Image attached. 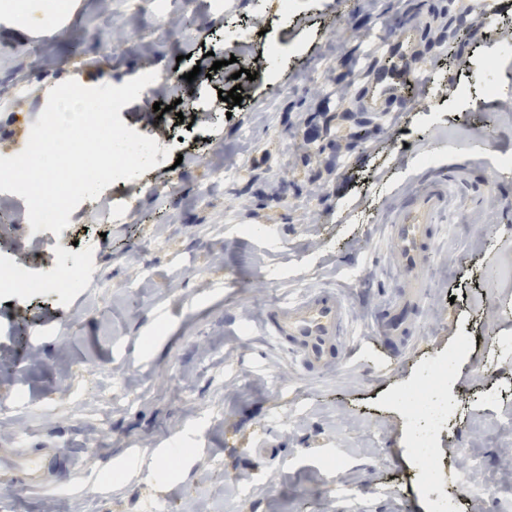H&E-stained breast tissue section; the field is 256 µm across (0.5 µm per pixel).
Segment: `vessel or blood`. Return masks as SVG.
Here are the masks:
<instances>
[{
  "instance_id": "vessel-or-blood-1",
  "label": "vessel or blood",
  "mask_w": 512,
  "mask_h": 512,
  "mask_svg": "<svg viewBox=\"0 0 512 512\" xmlns=\"http://www.w3.org/2000/svg\"><path fill=\"white\" fill-rule=\"evenodd\" d=\"M449 196L446 179L431 180L394 217L392 256L402 283L396 288L386 315L375 324L390 355H399L408 346L410 331L404 321L405 313L423 297L432 227L441 223L446 214ZM267 325L272 336L307 372L320 370L349 352L345 307L339 296L328 291L276 307L269 314Z\"/></svg>"
}]
</instances>
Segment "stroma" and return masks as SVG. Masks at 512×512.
Returning <instances> with one entry per match:
<instances>
[{
    "mask_svg": "<svg viewBox=\"0 0 512 512\" xmlns=\"http://www.w3.org/2000/svg\"><path fill=\"white\" fill-rule=\"evenodd\" d=\"M404 0H188L209 29L157 34L153 0H0V156L19 154L66 79L123 85L151 70L179 75L176 110L152 118L155 93L121 108L127 127L168 149L166 161L106 187L73 212L74 243L43 246L26 223L0 247L50 272L84 259L79 287L31 297L0 289V512H430L425 484L452 495L457 448L481 461L480 485L507 479L512 444V0H487L461 60L419 43L412 97L385 112L367 147L327 169L304 146L325 114L347 138V102L324 88L342 60L384 41ZM62 30L33 39L50 17ZM126 40L103 54L102 34ZM213 45L225 62L187 81L184 56ZM283 52L274 56L271 44ZM501 56L494 72L483 59ZM255 80L240 76V69ZM494 76L496 94L484 91ZM241 85V104L219 91ZM208 125L186 126L198 99ZM489 155L466 152L486 122ZM460 190L439 225L426 295L411 310L416 342L388 370L338 362L300 372L262 331L274 306L324 289L343 300L354 341H368L399 283L391 217L441 159ZM295 182L285 199L270 190ZM260 224L264 233H252ZM471 346L451 383L457 417L437 438L444 458L425 478L390 403L461 335ZM136 395L127 403L124 392Z\"/></svg>",
    "mask_w": 512,
    "mask_h": 512,
    "instance_id": "stroma-1",
    "label": "stroma"
}]
</instances>
